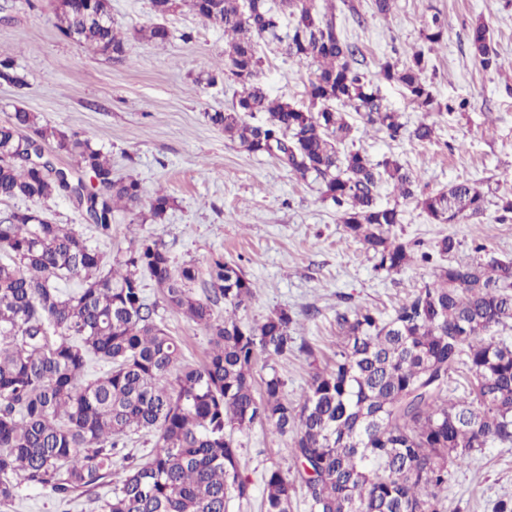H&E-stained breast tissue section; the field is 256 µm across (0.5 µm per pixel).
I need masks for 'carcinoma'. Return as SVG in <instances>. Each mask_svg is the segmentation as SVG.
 Here are the masks:
<instances>
[{
  "instance_id": "obj_1",
  "label": "carcinoma",
  "mask_w": 512,
  "mask_h": 512,
  "mask_svg": "<svg viewBox=\"0 0 512 512\" xmlns=\"http://www.w3.org/2000/svg\"><path fill=\"white\" fill-rule=\"evenodd\" d=\"M185 2L224 31V62L204 81L230 78L241 87L229 109L206 113L210 123L241 151L268 156L274 147L289 173L313 178L341 214L346 237L365 245L374 271L397 273L416 258L435 266L433 279L389 315L368 308L336 313L341 344L332 365L312 373L297 406L275 372L255 389L253 368L262 356L311 355L313 348L289 335L294 319L286 310L249 326L236 320L256 293L238 264L213 259L202 298L193 288L197 268L174 265L155 239H139L106 259L69 224L31 210L0 215V254L8 257L0 260V505L13 503L24 484L49 487L67 505L80 490L107 486L99 512H227L230 501L250 498L231 432L265 422L281 436L294 434L295 467L264 474L263 512H292L298 483L309 512H445L448 465L490 443L512 445V346L484 336L512 322V258L478 243L476 259L437 265L434 255L452 253L454 238H442L433 254L391 236L401 214L398 204L380 201V189L387 184L396 197L411 199L413 174L393 156L374 160L347 146L356 128L343 109L393 141H430L434 128L421 122L410 130L384 104L358 68L359 46L342 34L333 12L315 0ZM176 4L151 0L159 22L139 36L168 40L161 19ZM53 10L63 36L123 58L110 0H55ZM443 29L434 14L422 35L436 44ZM263 40L315 66L308 106L269 95L261 79ZM468 41L483 69L498 67L486 23H476ZM425 69L419 51L400 65L385 62L380 74L401 84L425 113L468 110L466 99L438 102ZM0 82L28 86L10 57L0 58ZM63 154L75 156L98 185L57 167L52 157ZM60 196L107 235L115 204L137 207L141 187L114 178L109 159L79 133L19 109L0 124V199ZM172 203L158 193L149 212L160 220ZM420 206L431 223L456 224L481 216L486 195L459 182ZM145 276L168 308L208 334L203 364L183 359L180 339L144 296ZM71 280L79 287L62 291L59 282ZM220 301L222 315L214 309ZM93 358L110 369L88 378ZM462 366L471 376L468 391L450 398L448 380ZM139 432L155 437L147 460L118 456L119 443Z\"/></svg>"
}]
</instances>
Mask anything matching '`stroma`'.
Instances as JSON below:
<instances>
[{
  "instance_id": "1",
  "label": "stroma",
  "mask_w": 512,
  "mask_h": 512,
  "mask_svg": "<svg viewBox=\"0 0 512 512\" xmlns=\"http://www.w3.org/2000/svg\"><path fill=\"white\" fill-rule=\"evenodd\" d=\"M112 20L126 38V55L114 61L64 38L55 26L52 0H0V56L14 59L26 74V94L0 83V123L16 109L36 113L41 123L79 132L108 153L116 176L140 182L147 198L161 192L175 204L163 219L149 207L115 210L110 236L87 224L66 198L49 202L0 200V213L32 209L56 224H71L104 255L126 249L131 238L150 237L166 245L175 264L190 262L207 272L213 258L237 263L257 285L239 313L255 324L276 310L294 318L290 335L309 343L313 356L294 352L273 365L258 361L255 378L276 371L290 400L301 401L313 371L326 368L337 341L336 313L363 307L387 313L431 280L433 269L417 263L398 273L374 272L364 245L346 238L335 207L318 186L290 174L267 156L239 152L208 112L231 106L240 88L232 81L197 84L200 74L224 57V35L188 6L179 5L165 25L173 37L163 44L139 38L154 23L150 0H110ZM336 21L362 50L360 68L377 84L385 103L408 127L435 126L433 141H390L363 127L357 114L356 146L372 158L397 157L417 179L416 196L399 203L393 235L431 248L454 237L453 262L474 257L473 242L499 257L512 258V221L498 219L499 197L512 196V0H393L388 15L376 14L373 0H332ZM440 14L446 31L440 43L424 40L422 28ZM490 27L500 53L499 68L483 70L471 56L467 34L477 22ZM191 33L183 41L182 33ZM428 61L425 78L441 102L467 99L464 115L423 113L403 87L383 81L385 62L402 63L414 52ZM262 80L273 95L296 105L309 103L311 67L263 51ZM476 183L487 194L482 216L458 224L430 223L418 199L459 181ZM149 301L162 295L146 282ZM168 331L181 339L186 360L202 363L207 335L167 308L158 310ZM241 445L240 473L251 484L249 501L231 502L229 512H261L262 478L267 470L292 463L291 437L271 425L235 432ZM448 512H496L512 500V446L495 444L448 469Z\"/></svg>"
}]
</instances>
